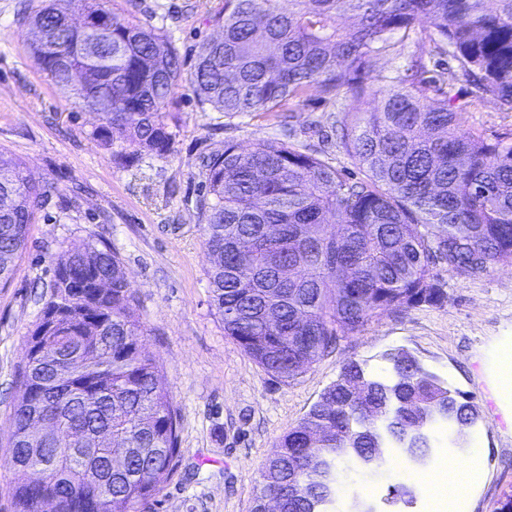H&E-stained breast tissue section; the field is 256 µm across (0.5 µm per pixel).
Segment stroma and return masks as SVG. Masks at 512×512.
I'll use <instances>...</instances> for the list:
<instances>
[{"instance_id": "stroma-1", "label": "stroma", "mask_w": 512, "mask_h": 512, "mask_svg": "<svg viewBox=\"0 0 512 512\" xmlns=\"http://www.w3.org/2000/svg\"><path fill=\"white\" fill-rule=\"evenodd\" d=\"M224 0H112L122 20L162 28L193 67L202 42L221 33L213 15ZM30 0H0V151L21 157L28 175L53 184L25 253L8 288H0V512H13V474L8 453L17 368L28 331L40 314L45 291L64 251L89 239L110 244L139 298L146 331L141 341L159 355L163 375L180 411L176 468L150 512H251L258 470L280 437L296 426L336 381L344 363L379 364L392 349L413 354L425 368L476 406L479 419L467 435L482 457L484 477L464 512H496L512 494V425L505 419L512 399L497 403L491 383L499 357L512 351V266L462 278L447 266L438 273L448 293L440 307L384 312L362 331L344 335L337 348L295 380L265 372L224 334L209 287L210 259L202 243L196 202L204 192L202 158L233 141L252 148L290 133L300 149L343 170L360 172L339 143L342 118L334 102L312 85L284 111L233 118L202 111L189 84L174 94L178 129L170 153L133 162L115 159L95 140L94 114L75 108L34 65L33 36L23 17ZM428 39L396 43L378 57L376 73L390 78L415 58H429ZM462 130L512 131V112L487 100L459 113ZM453 432L436 435L423 464L400 456L391 468L358 473L347 484L348 504L391 512L393 486L411 488L408 512H435L424 478L446 457Z\"/></svg>"}]
</instances>
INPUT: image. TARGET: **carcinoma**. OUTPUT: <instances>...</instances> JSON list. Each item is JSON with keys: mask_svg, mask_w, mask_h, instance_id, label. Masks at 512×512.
<instances>
[{"mask_svg": "<svg viewBox=\"0 0 512 512\" xmlns=\"http://www.w3.org/2000/svg\"><path fill=\"white\" fill-rule=\"evenodd\" d=\"M76 0H36L26 20L46 30L29 45L36 67L95 112L92 135L117 157H165L176 137L166 106L184 64L164 30L117 18L106 0L86 14L110 22L99 59L77 47L93 34L69 24ZM224 0V34L199 46L190 72L198 105L232 117L278 112L316 84L322 97L371 99L342 122L346 153L365 178L345 176L289 138L243 151L233 142L203 159L199 200L210 288L224 335L272 376L291 381L340 336L388 310L447 302L437 266L512 265V141L464 131L457 114L492 98L512 112V0ZM357 16L344 27L339 18ZM427 23L432 51L456 62L468 99L421 60L378 87L374 59L392 35ZM0 152V288L10 285L30 225L52 192ZM18 370L9 455L15 512H130L162 491L178 453L179 412L160 357L144 335L136 292L100 240L60 256L41 295ZM439 380L408 352L385 374L344 364L259 471L258 492L284 494V512H311L318 491L308 457L341 445L356 419L379 410L396 385L401 419L435 404ZM463 431L478 417L460 393L448 403ZM99 474L107 495L83 480Z\"/></svg>", "mask_w": 512, "mask_h": 512, "instance_id": "cac0c4a2", "label": "carcinoma"}]
</instances>
